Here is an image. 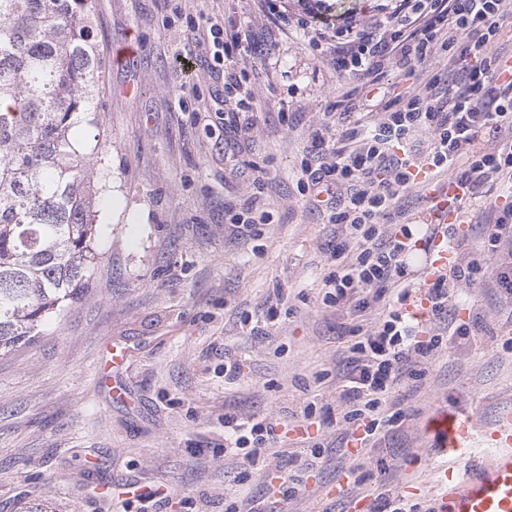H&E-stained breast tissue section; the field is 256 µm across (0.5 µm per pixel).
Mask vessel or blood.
Here are the masks:
<instances>
[{"label": "vessel or blood", "mask_w": 512, "mask_h": 512, "mask_svg": "<svg viewBox=\"0 0 512 512\" xmlns=\"http://www.w3.org/2000/svg\"><path fill=\"white\" fill-rule=\"evenodd\" d=\"M447 187L432 191V216L437 229L454 224L448 213ZM428 433L443 437L448 466L443 471V493L436 512H512V415L506 414L484 430L489 446L486 458L469 453L472 426L469 421L445 412H433Z\"/></svg>", "instance_id": "b4317fda"}]
</instances>
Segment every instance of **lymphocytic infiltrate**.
Segmentation results:
<instances>
[{"instance_id":"f902f5d3","label":"lymphocytic infiltrate","mask_w":512,"mask_h":512,"mask_svg":"<svg viewBox=\"0 0 512 512\" xmlns=\"http://www.w3.org/2000/svg\"><path fill=\"white\" fill-rule=\"evenodd\" d=\"M190 32L212 42V59L239 112H256L251 63L270 48L225 34L212 17L189 18ZM504 26L502 0H399L380 31L349 21L340 31L335 70L360 75L359 93L378 90L385 62L406 73L427 70L424 83L380 100L375 121L337 113L311 133L297 184L316 210L340 226L324 279L325 306L349 319L347 354L337 366L345 405L346 442L360 445L399 427L397 388L423 382L437 348L449 336H469L454 318L451 284L492 279L512 296V207L495 205L491 187L512 190V59L494 53ZM447 176L459 204L492 208L471 260L451 276L422 287L409 283L413 247L402 198L416 172ZM384 316L372 320L374 311ZM280 436L269 419L224 418V450L250 463L271 453Z\"/></svg>"}]
</instances>
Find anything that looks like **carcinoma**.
Instances as JSON below:
<instances>
[{
    "mask_svg": "<svg viewBox=\"0 0 512 512\" xmlns=\"http://www.w3.org/2000/svg\"><path fill=\"white\" fill-rule=\"evenodd\" d=\"M89 0H0V353L92 286L95 168L71 137L104 59Z\"/></svg>",
    "mask_w": 512,
    "mask_h": 512,
    "instance_id": "carcinoma-1",
    "label": "carcinoma"
}]
</instances>
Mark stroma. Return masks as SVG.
I'll list each match as a JSON object with an SVG mask.
<instances>
[{"label": "stroma", "instance_id": "35a3bbf8", "mask_svg": "<svg viewBox=\"0 0 512 512\" xmlns=\"http://www.w3.org/2000/svg\"><path fill=\"white\" fill-rule=\"evenodd\" d=\"M288 4L332 35L341 19L371 22L397 0ZM201 13L228 31L248 23L254 39L274 46L253 76L263 110L247 133L225 124L224 79L187 29V17ZM92 15L104 56L126 35L138 43L123 65L107 64L97 123L73 129L98 179L112 184L97 197L100 258L85 299L45 322L31 344L0 355V512L38 503L52 512H140L127 484L169 487L149 512H227L231 490L268 512H365L389 489L426 512L436 493L426 479L444 463L423 429L427 414L472 418L480 455L481 428L512 413V299L489 280L463 289L457 314L480 317L484 331L436 352L420 391L403 402L408 418L393 440L367 447L357 464L341 447V319L322 304L334 227L294 178L324 112L371 111L353 94L356 75L335 71L255 0H93ZM186 87L196 96L183 106ZM260 168L279 221L249 237L224 213L252 195ZM271 306L275 324L257 339L240 315L259 319ZM109 344L124 353L112 371L118 399L97 377ZM228 355L242 365L234 382L224 379ZM310 401L322 448L304 471ZM228 411L286 424L277 454L249 467L225 455ZM289 481L293 490L280 494Z\"/></svg>", "mask_w": 512, "mask_h": 512}]
</instances>
